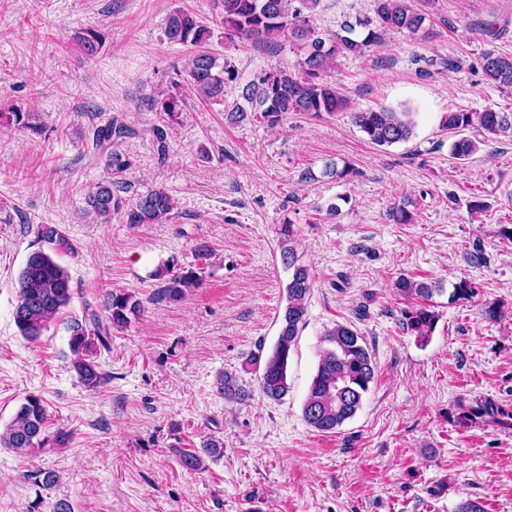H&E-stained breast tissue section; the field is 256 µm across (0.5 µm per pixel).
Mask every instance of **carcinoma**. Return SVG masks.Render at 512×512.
<instances>
[{"label": "carcinoma", "instance_id": "carcinoma-1", "mask_svg": "<svg viewBox=\"0 0 512 512\" xmlns=\"http://www.w3.org/2000/svg\"><path fill=\"white\" fill-rule=\"evenodd\" d=\"M318 0H215L217 18L224 26V37L230 41H246L255 46L268 47L283 37L298 45L303 57L295 70L278 69L266 73L243 88L242 96L253 108V118L270 128L283 122L290 112H305L314 116L347 112L366 140L376 146H392L406 142L414 135V123L408 111L389 108L357 110L349 97L327 79L339 56L363 57L369 49L382 42L389 31H407L417 34L430 17L428 7L433 0H423L419 8L411 0H375L374 17L345 22L335 34L325 37L313 25L312 11ZM212 29L199 17L184 9L173 11L167 21L165 37L171 43L195 49L187 70L173 68L168 89L143 100L148 111L159 114L162 124L151 128L158 159L165 160L168 151L167 129L178 120L183 111L182 89L193 88L205 103L224 102V87L237 80L238 72L232 62H218V57L203 49L210 40ZM106 35L89 28L77 36L84 54L95 56L103 47ZM481 67L488 79L500 88H512V56L494 49L486 50ZM14 126L38 134L41 129L34 122V114L18 108L0 113ZM478 125L489 138L512 134V111L487 109L483 112L453 111L444 116L443 129L457 136L450 145V153L457 160H467L479 150L478 142L463 135V131ZM136 134L120 115L112 116L93 132V149L105 156L113 180L101 184L88 194L85 214L102 223L118 216L124 224H165L173 219L175 203L163 188L151 189L130 202L120 195L122 188L117 177L131 169L132 160L122 152L124 140ZM411 201L405 199L388 211V219L395 224L414 223L409 210ZM37 249L27 256L18 278L17 303L14 323L20 334L35 341L42 336L48 324L66 307L73 288L67 270L55 256L70 253L73 243L56 224L37 226ZM293 225L286 223L280 229V258L293 269L287 286V306L280 322L277 342L271 352L263 346L249 356L247 364L260 372L259 387L264 397L282 400L289 391L288 371L299 333L305 324L307 301L312 279L309 270L297 264ZM210 257L205 245L194 249V263L177 271L166 265L154 273L162 281L161 296L173 303L182 301L188 291L200 286ZM396 288L413 298L401 311L403 329L422 343L433 335L438 314L430 303L434 288L406 278L396 282ZM141 312V303L134 295L112 290L103 295L101 304H86L82 318L68 324L70 368L83 385L95 390L107 381L96 358L100 349H110L112 329H123L131 318ZM323 342L327 347L320 352L316 375L303 404V418L321 433H334L360 409L364 395L375 377L376 365L363 338L347 324L338 323L326 331ZM217 392L225 400L243 403L251 397L238 376L222 372L216 378ZM466 421L490 419L502 423L512 420V411H506L492 400H477L462 413ZM47 409L44 400L29 395L17 408L10 423L0 431V447L25 453L48 443L65 445L71 432L59 430L48 438L44 436ZM224 454V441L209 436L199 448L180 452L179 462L189 472L205 469V459H217Z\"/></svg>", "mask_w": 512, "mask_h": 512}]
</instances>
